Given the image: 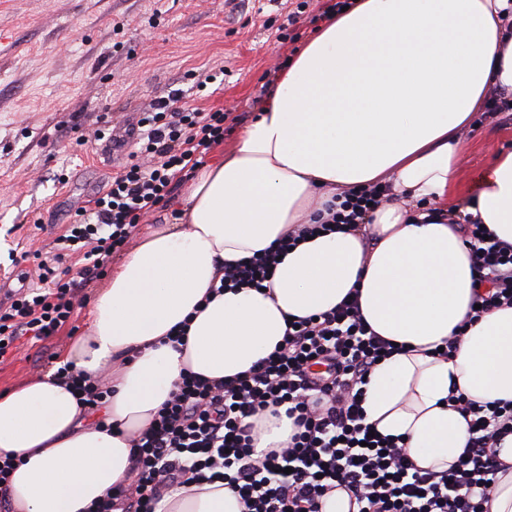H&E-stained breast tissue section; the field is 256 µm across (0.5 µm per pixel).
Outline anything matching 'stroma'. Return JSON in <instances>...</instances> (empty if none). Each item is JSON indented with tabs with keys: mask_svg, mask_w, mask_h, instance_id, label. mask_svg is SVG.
Masks as SVG:
<instances>
[{
	"mask_svg": "<svg viewBox=\"0 0 512 512\" xmlns=\"http://www.w3.org/2000/svg\"><path fill=\"white\" fill-rule=\"evenodd\" d=\"M276 0H0V282L18 280L9 254L42 257L74 214L119 173L129 147L104 157L97 134L127 113L181 89L191 107L254 118L269 74L294 54L275 37L286 25ZM223 69L193 91L186 74ZM460 186L475 188L490 156L512 149V112H482L463 134ZM89 304L71 328L0 364V392L45 374L51 353L85 334Z\"/></svg>",
	"mask_w": 512,
	"mask_h": 512,
	"instance_id": "obj_1",
	"label": "stroma"
}]
</instances>
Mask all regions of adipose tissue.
I'll list each match as a JSON object with an SVG mask.
<instances>
[{
    "instance_id": "obj_1",
    "label": "adipose tissue",
    "mask_w": 512,
    "mask_h": 512,
    "mask_svg": "<svg viewBox=\"0 0 512 512\" xmlns=\"http://www.w3.org/2000/svg\"><path fill=\"white\" fill-rule=\"evenodd\" d=\"M512 101V0H353L312 34L240 133L200 167L179 219L142 237L98 289L87 333L63 363L108 376L107 426L53 373L0 394V456L18 459L9 512H89L127 483L132 433L148 427L185 372L223 380L282 343L289 318L358 291L365 321L396 344L369 376L365 422L404 437L421 467L455 464L468 437L448 405L512 401V307L465 320L476 271L456 214L512 243V151L460 194V132L490 100ZM388 183L363 224L303 239L264 290L220 289L224 264L318 223L337 194ZM186 325L184 345L170 342ZM464 335L454 336L457 326ZM456 339L453 358L435 355ZM161 512H246L220 484L170 491Z\"/></svg>"
}]
</instances>
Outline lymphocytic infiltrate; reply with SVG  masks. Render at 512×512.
I'll return each mask as SVG.
<instances>
[{"label":"lymphocytic infiltrate","mask_w":512,"mask_h":512,"mask_svg":"<svg viewBox=\"0 0 512 512\" xmlns=\"http://www.w3.org/2000/svg\"><path fill=\"white\" fill-rule=\"evenodd\" d=\"M227 112L199 114L179 93L159 98L139 119L141 152L154 163L132 161L76 213L56 253L38 264L34 287L19 288L0 306V363L22 340L54 336L71 320L74 302L101 276L112 255L134 237L151 211L166 207L174 190L204 163L224 136ZM383 185L345 195L325 224L289 231L263 255L224 267L221 285L263 287L280 255L303 235L360 224L370 205L386 202ZM465 242L478 273L470 322L512 306V243L466 224ZM82 267L70 275L67 261ZM394 346L365 322L356 299L290 320L284 345L248 375L207 380L185 374L149 426L131 438L134 482L109 491L95 512H157L177 486L221 483L247 512H323L327 495L347 494L352 512H488V491L512 466L501 457L512 440V402L481 404L465 396L449 403L467 421L463 458L445 470L417 466L404 439L374 435L365 424L363 387ZM284 408L293 432L281 447L255 453L254 416Z\"/></svg>","instance_id":"1"}]
</instances>
